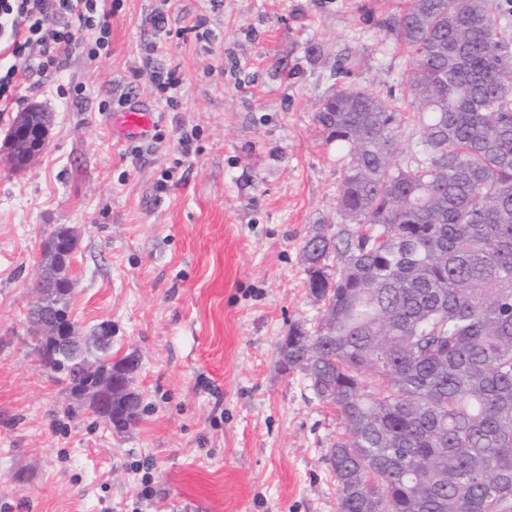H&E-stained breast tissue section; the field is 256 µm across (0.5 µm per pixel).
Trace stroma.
<instances>
[{
    "instance_id": "1",
    "label": "stroma",
    "mask_w": 512,
    "mask_h": 512,
    "mask_svg": "<svg viewBox=\"0 0 512 512\" xmlns=\"http://www.w3.org/2000/svg\"><path fill=\"white\" fill-rule=\"evenodd\" d=\"M405 4L119 0L109 57L77 51L19 85L0 112V512H339L327 453L343 422L278 348L324 312L305 241L350 226L316 109L348 84L401 94L410 61L379 23ZM173 68L185 93L168 108L152 74ZM123 97L159 114L136 158L100 108ZM34 106L49 135L18 170L8 135ZM61 226L78 240L75 326L111 324L113 359L140 357L125 433L36 358L40 242Z\"/></svg>"
}]
</instances>
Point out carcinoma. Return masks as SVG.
Masks as SVG:
<instances>
[{
	"instance_id": "1",
	"label": "carcinoma",
	"mask_w": 512,
	"mask_h": 512,
	"mask_svg": "<svg viewBox=\"0 0 512 512\" xmlns=\"http://www.w3.org/2000/svg\"><path fill=\"white\" fill-rule=\"evenodd\" d=\"M512 0H408L379 22L410 57L419 138L399 157L401 102L361 87L315 113L344 161L352 234L303 246L317 330L288 328L280 363L305 373L344 432L329 450L340 512H512ZM341 259L336 274L326 264ZM71 257L43 254V301L71 321ZM99 347L40 367L92 379L117 433L140 418L136 360Z\"/></svg>"
}]
</instances>
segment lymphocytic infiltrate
Here are the masks:
<instances>
[{
	"mask_svg": "<svg viewBox=\"0 0 512 512\" xmlns=\"http://www.w3.org/2000/svg\"><path fill=\"white\" fill-rule=\"evenodd\" d=\"M111 17L106 0H0V48L13 58L0 68V100L14 95L19 61L45 73L78 49L93 62L110 55Z\"/></svg>",
	"mask_w": 512,
	"mask_h": 512,
	"instance_id": "obj_1",
	"label": "lymphocytic infiltrate"
}]
</instances>
